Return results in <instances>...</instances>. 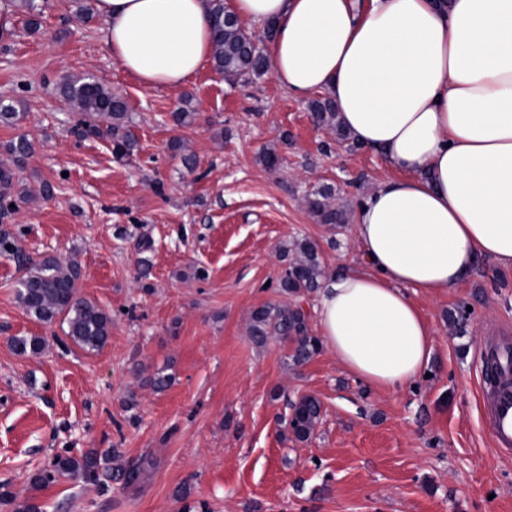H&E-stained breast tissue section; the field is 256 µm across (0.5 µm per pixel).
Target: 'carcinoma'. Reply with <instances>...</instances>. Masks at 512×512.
Listing matches in <instances>:
<instances>
[{
    "instance_id": "obj_1",
    "label": "carcinoma",
    "mask_w": 512,
    "mask_h": 512,
    "mask_svg": "<svg viewBox=\"0 0 512 512\" xmlns=\"http://www.w3.org/2000/svg\"><path fill=\"white\" fill-rule=\"evenodd\" d=\"M211 15L215 30L211 60L214 70L230 85L246 83L265 74L269 61L260 48L258 39L241 24L227 18L224 0H211ZM61 97L78 111L79 120L74 134L80 139L109 135L112 155L124 161L134 155L137 141L130 129V115L124 98L97 81L65 78L59 84ZM317 123L332 129L340 139L347 138L336 120V107L328 98L310 103ZM24 113L17 111L16 102L0 99V125L16 126ZM108 126L101 128L100 121ZM6 159L0 161V255L15 259L23 269L18 282L17 300L22 309L37 320L51 324L63 319L67 324L65 335L80 349L99 351L106 346L112 333V317L93 302L77 295L79 267L55 256L40 260L28 258L16 233L9 229V220L19 204L31 202L36 195L16 187L15 170L23 168L34 153V144L26 136L0 147ZM333 188L323 186L306 199L307 208L320 224L336 225L347 221L346 212L333 202ZM290 258L279 281L278 288L292 297L286 303H266L255 308L250 316L249 337L258 346L277 340L291 345L290 359L295 366L307 363L320 348V340L312 335L307 313L298 301L305 293L319 287L325 275L318 248L308 239L293 244ZM13 350L19 355L40 352L44 340L40 336H17L12 339ZM322 420L321 401L312 396L301 397L293 404V411L284 429L293 440L304 442L310 438ZM121 453L117 448L103 452L90 448L80 455H57L51 468L32 476V483L42 486L61 477L81 478L107 489V482L135 484L143 466L118 463Z\"/></svg>"
}]
</instances>
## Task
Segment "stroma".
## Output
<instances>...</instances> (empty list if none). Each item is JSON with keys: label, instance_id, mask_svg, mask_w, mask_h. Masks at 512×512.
I'll list each match as a JSON object with an SVG mask.
<instances>
[{"label": "stroma", "instance_id": "35a3bbf8", "mask_svg": "<svg viewBox=\"0 0 512 512\" xmlns=\"http://www.w3.org/2000/svg\"><path fill=\"white\" fill-rule=\"evenodd\" d=\"M7 15L0 98L24 118L0 126V144L27 135L35 152L17 180L55 187L11 224L32 258L79 264L76 291L110 313L112 334L86 353L62 322L29 316L17 265L0 256V491L14 496L0 512L28 498L43 512H181L184 490L211 512H512V455L491 444L475 359L479 340L512 337V270L484 260L448 294L418 296L435 352L414 387L368 386L324 349L293 366L289 345L251 341L249 315L284 301L279 252L295 240L315 242L329 271L359 261L352 223H317L306 198L330 185L355 214L394 176L382 156L316 126L273 74L233 87L208 64L182 86L148 87L104 47L103 20L72 0H47L34 34L26 13ZM69 75L124 95L132 161H116L107 136L71 134L77 116L57 91ZM187 95L201 118L179 127ZM271 150L274 170L261 161ZM460 307L470 313L459 332L448 315ZM34 335L40 353L12 350L11 338ZM158 371L172 378L161 392L144 382ZM309 394L321 424L307 442L285 439L291 402ZM89 448L144 464L139 482L32 486L55 455Z\"/></svg>", "mask_w": 512, "mask_h": 512}]
</instances>
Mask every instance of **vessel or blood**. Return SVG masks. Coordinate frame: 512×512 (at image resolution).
I'll list each match as a JSON object with an SVG mask.
<instances>
[{"label": "vessel or blood", "instance_id": "b4317fda", "mask_svg": "<svg viewBox=\"0 0 512 512\" xmlns=\"http://www.w3.org/2000/svg\"><path fill=\"white\" fill-rule=\"evenodd\" d=\"M485 361L498 364L502 374L499 383L487 384L490 394V433L496 448L512 451V342L503 340L486 350Z\"/></svg>", "mask_w": 512, "mask_h": 512}]
</instances>
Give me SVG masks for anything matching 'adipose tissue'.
Listing matches in <instances>:
<instances>
[{
    "instance_id": "1",
    "label": "adipose tissue",
    "mask_w": 512,
    "mask_h": 512,
    "mask_svg": "<svg viewBox=\"0 0 512 512\" xmlns=\"http://www.w3.org/2000/svg\"><path fill=\"white\" fill-rule=\"evenodd\" d=\"M272 23V73L299 100L323 93L394 179L354 222L360 265L326 275L321 340L365 384L394 390L435 338L413 299L443 295L480 259L512 268V0H226ZM102 41L130 75L178 87L210 56L209 0H96Z\"/></svg>"
}]
</instances>
